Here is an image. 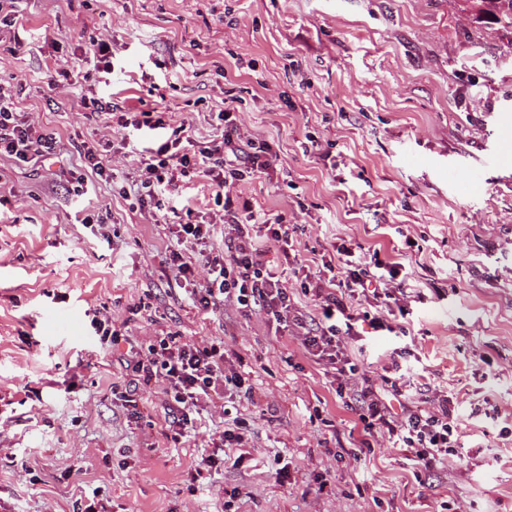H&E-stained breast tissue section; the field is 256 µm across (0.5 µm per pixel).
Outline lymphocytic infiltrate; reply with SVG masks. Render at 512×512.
Segmentation results:
<instances>
[{
  "label": "lymphocytic infiltrate",
  "mask_w": 512,
  "mask_h": 512,
  "mask_svg": "<svg viewBox=\"0 0 512 512\" xmlns=\"http://www.w3.org/2000/svg\"><path fill=\"white\" fill-rule=\"evenodd\" d=\"M103 109L116 114L114 105L104 104ZM235 110V97L225 98L218 114L224 134L201 148L195 147L186 126L168 128L167 108L155 107L133 118L116 114L118 126L125 129L170 131L157 148L140 154L135 199L138 208L168 222L170 262L179 290L203 314L228 305L246 316H264L276 330L291 331L307 354L329 367L337 395L357 412L364 432L403 449L417 472H430L459 458L458 417L447 393L424 389L420 401L403 402L400 412H393L387 399L401 398L410 384L408 371L395 362L389 374L376 381L360 374L352 359L353 323L360 317V307L373 308L370 324L376 329L389 328L392 316L405 312L409 294L401 264L339 248L336 260L305 273L300 286L313 310L301 312L278 264L268 258L270 250L284 253L292 245L286 216L254 211L236 192L237 184L247 178L276 173L279 155L271 143L245 135ZM55 148L54 137L18 112L12 94L0 87V156L29 164ZM191 176L207 179L213 189L220 209L209 219H193L192 208L181 200V182ZM171 213L176 216L172 222L167 219ZM218 234L224 237V248L214 252L210 241ZM194 246L204 252L202 283L194 264L184 257ZM126 369L122 397L131 418L140 416L137 391L163 385L164 434L175 442L194 432L196 417L208 399L252 390L238 371L227 367L224 347L215 343L188 344L164 336L147 349L132 350Z\"/></svg>",
  "instance_id": "f902f5d3"
}]
</instances>
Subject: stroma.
<instances>
[{
  "label": "stroma",
  "mask_w": 512,
  "mask_h": 512,
  "mask_svg": "<svg viewBox=\"0 0 512 512\" xmlns=\"http://www.w3.org/2000/svg\"><path fill=\"white\" fill-rule=\"evenodd\" d=\"M11 19L0 33L21 47L0 44V85L57 144L35 165L0 158V512H75L85 486L108 512H224L228 499L233 512H512V166L493 160L512 138V29L465 0H15ZM94 37L113 71L89 82ZM229 92L240 127L283 163L237 193L286 215L296 261L313 268L351 244L405 264L420 297L402 361L457 400L464 463L418 479L379 438L353 457L358 415L294 336L180 295L165 225L119 192L134 155L115 154V181L74 195L83 147L126 134L86 99L126 112L164 99L171 126L203 143L221 134ZM100 208L114 221L99 234L77 212ZM101 308L140 344L165 332L223 343L253 388L235 401L252 457L227 450L192 481L224 429L223 399L177 443L162 434L160 387L139 390L130 419L111 391L129 346L100 348ZM62 309L78 325L57 323ZM355 328L367 347L353 360L378 378L391 338Z\"/></svg>",
  "instance_id": "obj_1"
}]
</instances>
